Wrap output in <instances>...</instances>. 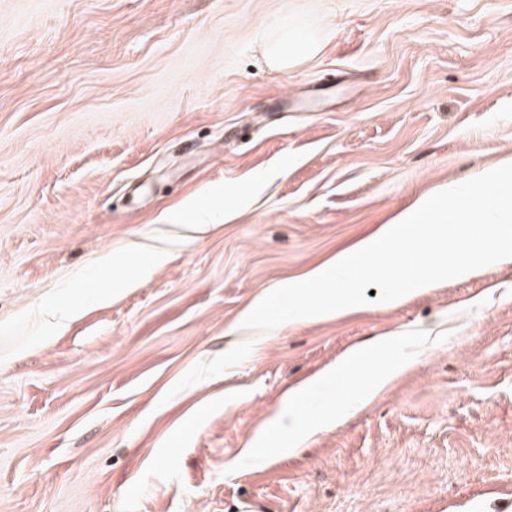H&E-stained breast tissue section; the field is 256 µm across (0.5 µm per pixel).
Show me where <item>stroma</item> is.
<instances>
[{
    "instance_id": "stroma-1",
    "label": "stroma",
    "mask_w": 512,
    "mask_h": 512,
    "mask_svg": "<svg viewBox=\"0 0 512 512\" xmlns=\"http://www.w3.org/2000/svg\"><path fill=\"white\" fill-rule=\"evenodd\" d=\"M297 19L318 53L270 68ZM511 157L512 0H0V512H512V264L240 327ZM415 329L368 406L251 459L289 388Z\"/></svg>"
}]
</instances>
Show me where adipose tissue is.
<instances>
[{
  "label": "adipose tissue",
  "mask_w": 512,
  "mask_h": 512,
  "mask_svg": "<svg viewBox=\"0 0 512 512\" xmlns=\"http://www.w3.org/2000/svg\"><path fill=\"white\" fill-rule=\"evenodd\" d=\"M287 36L284 50L279 47L278 35L261 42L262 55L282 70L295 67L318 49L317 40L302 26H292ZM436 343V337L424 332L378 337L371 349L386 354L383 363L372 362L367 350L350 349L334 366L289 393L275 422L277 433L283 441L293 442L314 428L357 412Z\"/></svg>",
  "instance_id": "adipose-tissue-1"
}]
</instances>
